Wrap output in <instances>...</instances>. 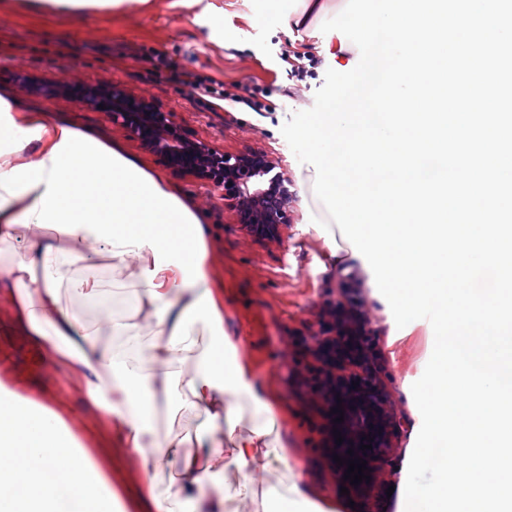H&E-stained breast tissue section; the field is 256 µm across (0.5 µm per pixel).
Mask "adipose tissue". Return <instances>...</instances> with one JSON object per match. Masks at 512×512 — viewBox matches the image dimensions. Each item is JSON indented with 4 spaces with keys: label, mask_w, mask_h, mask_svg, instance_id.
Returning <instances> with one entry per match:
<instances>
[{
    "label": "adipose tissue",
    "mask_w": 512,
    "mask_h": 512,
    "mask_svg": "<svg viewBox=\"0 0 512 512\" xmlns=\"http://www.w3.org/2000/svg\"><path fill=\"white\" fill-rule=\"evenodd\" d=\"M0 297L54 364L78 376L101 416L97 453L75 446L54 411L0 398V512H106L112 445L143 474L137 512H290L313 492L287 471L265 483L283 449L276 392L254 378L224 329V284L215 274L197 203L119 147L0 94ZM130 289L122 314L95 324L68 296L102 298L100 261ZM127 339L112 348L109 336ZM190 363L189 371L179 366ZM164 400L197 419L199 452L176 435L157 439L148 410ZM177 462L170 489L149 472Z\"/></svg>",
    "instance_id": "1"
}]
</instances>
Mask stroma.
Wrapping results in <instances>:
<instances>
[{"mask_svg": "<svg viewBox=\"0 0 512 512\" xmlns=\"http://www.w3.org/2000/svg\"><path fill=\"white\" fill-rule=\"evenodd\" d=\"M295 5L296 0H197L186 8L174 0H152L146 9L131 0L124 12L77 18L34 10L26 0H0V90L13 92L50 120L111 140L197 199L210 227L215 270L224 281V328L239 337L240 354L251 361L258 383L277 390L285 415L280 427L285 453L273 460L267 482L278 484L284 469L292 468L338 512L361 510L349 507L340 493L342 482L327 451L328 421L306 387L315 365L307 346L311 334L326 324V307L343 299L359 303L384 361L391 409L401 422L396 449L383 465L394 491L381 504L386 512H405L407 469L422 423L411 386L431 357L434 334L424 319L397 328L372 270L358 261L333 266L324 237L308 221L322 208L313 191V168L298 162L281 127L292 113L313 106L327 69L336 65L325 45L339 34L322 33L316 24L288 30L284 19ZM219 28L224 31L220 37L215 34ZM292 51L310 58L306 77H297L284 62ZM157 54L222 82L223 96L167 81L150 62ZM22 75L62 77L80 85L115 83L175 113L192 135L216 148L269 154L293 181L297 195L282 239L250 237L225 207L223 190L170 172L107 113L66 97L30 93L18 81ZM256 85L266 92L261 116L240 102ZM0 387L61 412L81 446L94 442L98 420L82 399L81 384L66 369L43 358L29 368L0 362Z\"/></svg>", "mask_w": 512, "mask_h": 512, "instance_id": "1", "label": "stroma"}]
</instances>
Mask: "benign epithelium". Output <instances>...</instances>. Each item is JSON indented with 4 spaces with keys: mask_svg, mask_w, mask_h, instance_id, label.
Masks as SVG:
<instances>
[{
    "mask_svg": "<svg viewBox=\"0 0 512 512\" xmlns=\"http://www.w3.org/2000/svg\"><path fill=\"white\" fill-rule=\"evenodd\" d=\"M32 92L49 97L71 96L87 108L105 112L112 123L129 137L158 155L173 173L224 190V205L234 212L246 233L259 240L282 239L290 224V208L296 192L278 161L260 151H222L208 141L190 137L177 123L175 113L164 112L145 97L131 94L115 84H86L77 93L69 81L47 82L39 76L27 78ZM372 330L363 317L338 307L328 331L312 336L311 354L316 362L314 385L321 392L320 402L328 409L342 405L344 421L334 424L343 442L332 445L330 454L367 461L370 481L353 487L376 508L383 486L382 462L395 451L397 424L382 381L381 359L372 343ZM369 435L371 439L362 440ZM372 448L361 449V445ZM353 455H348V450Z\"/></svg>",
    "mask_w": 512,
    "mask_h": 512,
    "instance_id": "benign-epithelium-1",
    "label": "benign epithelium"
}]
</instances>
